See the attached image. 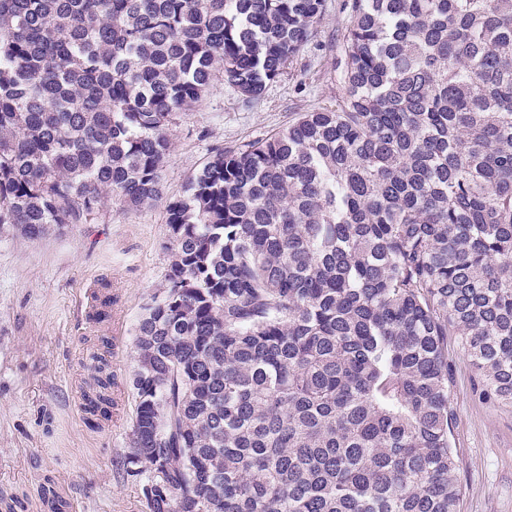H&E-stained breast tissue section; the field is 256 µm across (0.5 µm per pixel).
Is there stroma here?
<instances>
[{"label": "stroma", "mask_w": 512, "mask_h": 512, "mask_svg": "<svg viewBox=\"0 0 512 512\" xmlns=\"http://www.w3.org/2000/svg\"><path fill=\"white\" fill-rule=\"evenodd\" d=\"M348 0H325L317 34L255 101L223 81L170 130L162 199L132 211L107 200L97 218L31 241L0 236V512H146L125 456L133 402L134 332L164 281L170 233L166 203L213 151L277 133L299 113L333 108L345 89ZM112 285L109 317L90 319L101 279ZM111 343L115 406L91 422L86 348ZM452 449L462 487L458 512H512V404L448 334Z\"/></svg>", "instance_id": "1"}]
</instances>
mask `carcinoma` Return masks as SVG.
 Instances as JSON below:
<instances>
[{"label":"carcinoma","mask_w":512,"mask_h":512,"mask_svg":"<svg viewBox=\"0 0 512 512\" xmlns=\"http://www.w3.org/2000/svg\"><path fill=\"white\" fill-rule=\"evenodd\" d=\"M323 10L0 0V234L158 201L176 121L217 77L260 98ZM343 46L342 105L167 204L125 457L148 512H457L448 329L512 402V0H352Z\"/></svg>","instance_id":"carcinoma-1"}]
</instances>
